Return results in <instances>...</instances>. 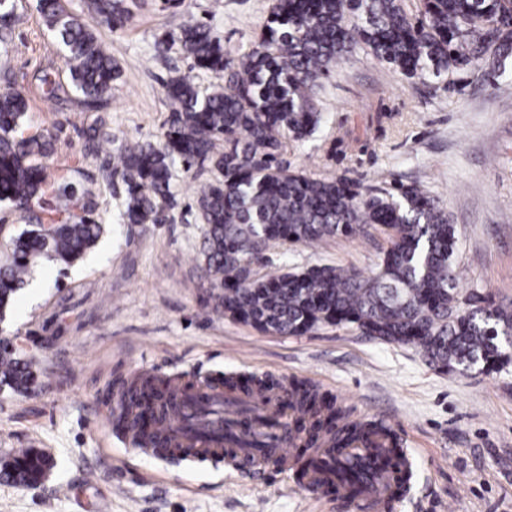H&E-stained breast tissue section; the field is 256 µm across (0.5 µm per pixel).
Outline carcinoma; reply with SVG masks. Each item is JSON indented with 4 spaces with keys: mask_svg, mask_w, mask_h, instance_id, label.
Returning a JSON list of instances; mask_svg holds the SVG:
<instances>
[{
    "mask_svg": "<svg viewBox=\"0 0 512 512\" xmlns=\"http://www.w3.org/2000/svg\"><path fill=\"white\" fill-rule=\"evenodd\" d=\"M91 3L102 22L119 30L136 0ZM37 10L65 52L73 90L87 109L102 108L120 75L112 55L63 0H37ZM177 41L194 67L217 82L202 91L188 76L169 78L161 131L124 143L103 178L122 184L126 223L162 224L174 203L176 165L217 173L200 185L196 200L201 268L214 288L216 314L285 336L353 325L366 336L419 349L444 373L499 372L512 363V307L458 288L456 228L419 186L364 190L342 176L294 171L284 159L288 139L303 140L320 126L315 97L322 80L357 47L409 78L464 70L486 58L499 66L512 56L509 0H425L416 21L403 0H275L259 39L236 61L224 56L207 23L183 24ZM36 81L44 97L58 96L53 71H40ZM27 109L21 93L0 90V202L22 216L35 206L46 215L10 239L0 262V318L40 259L78 262L105 231L91 193L64 177L49 178L52 134H25ZM101 140V127H89L84 153L99 154ZM383 224L394 227L395 237L370 276L330 265L253 274L272 243L312 245ZM34 366L0 342L1 386L28 392L37 380ZM294 392L302 398L291 396L289 404L309 415L310 438L333 433L340 445L361 436L355 426H339L333 403L299 384ZM171 397L167 381L152 379L124 391L120 406L140 434L152 436ZM51 468L44 453L22 449L0 462V479L30 486ZM364 474L361 466L336 461V476L347 485Z\"/></svg>",
    "mask_w": 512,
    "mask_h": 512,
    "instance_id": "1",
    "label": "carcinoma"
}]
</instances>
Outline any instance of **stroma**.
I'll list each match as a JSON object with an SVG mask.
<instances>
[{"mask_svg": "<svg viewBox=\"0 0 512 512\" xmlns=\"http://www.w3.org/2000/svg\"><path fill=\"white\" fill-rule=\"evenodd\" d=\"M15 2L12 32L0 38V84L27 98L30 130L53 133L51 174L92 192L106 231L73 266L42 261L0 321V339L35 357L38 376L24 395L0 388V460L35 448L54 462L37 485L0 480V512H358L335 490L309 492L293 470L243 474L227 456L176 462L132 445L116 424V401L124 383L149 376L198 386L254 377L280 391L307 382L347 422L379 421L401 439L411 477L394 512H512V365L444 374L416 349L352 326L279 336L216 315L195 209L209 170L176 166L165 223L120 221L123 190L101 177L117 139L154 138L168 116L169 77L191 76L203 89L214 81L180 45L158 54L157 40L201 21L226 57L239 58L273 0H183L174 12L140 0L117 31L98 22L89 0H65L121 69L99 110L67 87V61L37 0ZM46 68L64 83L53 99L36 86ZM317 104L318 131L288 143L291 169L370 188L419 185L456 227L460 288L512 304V58L493 73L483 64L420 81L361 49L333 69ZM98 123L116 140L84 156V133ZM389 246L378 227L313 247L275 246L256 273L319 264L368 275Z\"/></svg>", "mask_w": 512, "mask_h": 512, "instance_id": "35a3bbf8", "label": "stroma"}]
</instances>
